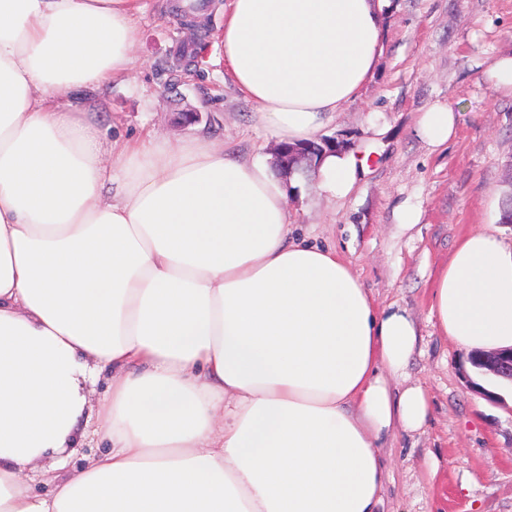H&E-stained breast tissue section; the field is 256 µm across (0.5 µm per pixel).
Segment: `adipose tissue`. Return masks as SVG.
Here are the masks:
<instances>
[{
  "mask_svg": "<svg viewBox=\"0 0 512 512\" xmlns=\"http://www.w3.org/2000/svg\"><path fill=\"white\" fill-rule=\"evenodd\" d=\"M386 0H230L224 64L279 141L312 140L382 50ZM139 0H0V512H378L381 442L428 418L392 396L417 333L333 248L291 239L282 180L209 140L108 137L75 101L124 78ZM457 115L416 133L434 148ZM365 155H326L342 200ZM431 311L466 350L512 347V242L464 236ZM110 381L108 452L51 494L28 471L73 444Z\"/></svg>",
  "mask_w": 512,
  "mask_h": 512,
  "instance_id": "adipose-tissue-1",
  "label": "adipose tissue"
}]
</instances>
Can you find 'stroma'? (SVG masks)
I'll list each match as a JSON object with an SVG mask.
<instances>
[{"mask_svg": "<svg viewBox=\"0 0 512 512\" xmlns=\"http://www.w3.org/2000/svg\"><path fill=\"white\" fill-rule=\"evenodd\" d=\"M142 3L128 77L78 94L85 111L116 138L149 135L180 146L204 137L229 154L271 162L276 140L224 67L223 14L210 2L198 26L174 0ZM504 55H512V0H389L373 79L321 129L372 154L374 164L343 200L320 197L307 180L288 191L295 235L336 248L378 308L405 309L416 326L415 351L389 383L396 394L421 386L429 418L384 442L382 512H512V387L470 368L467 351L443 336L430 312L439 270L461 237L490 224L512 239L502 215L512 92L486 77ZM438 102L460 118L436 149L415 123ZM193 110L202 120L184 123L182 113ZM405 207L420 213L410 228L400 223ZM104 447L89 430L43 457L30 474L34 491L51 489L42 471L66 476Z\"/></svg>", "mask_w": 512, "mask_h": 512, "instance_id": "35a3bbf8", "label": "stroma"}]
</instances>
